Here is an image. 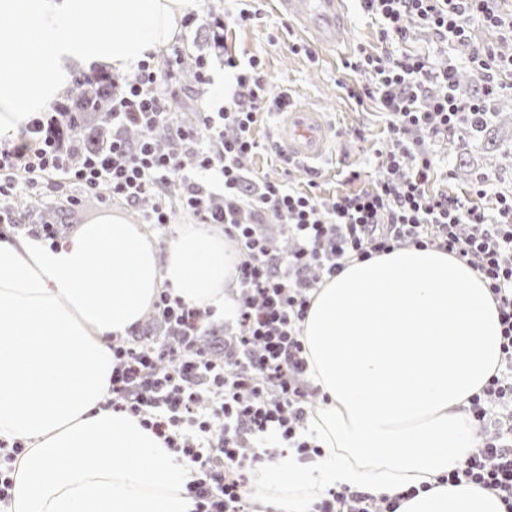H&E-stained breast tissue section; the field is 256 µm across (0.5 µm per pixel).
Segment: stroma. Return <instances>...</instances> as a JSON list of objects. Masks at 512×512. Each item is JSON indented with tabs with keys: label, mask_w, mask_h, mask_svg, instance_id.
<instances>
[{
	"label": "stroma",
	"mask_w": 512,
	"mask_h": 512,
	"mask_svg": "<svg viewBox=\"0 0 512 512\" xmlns=\"http://www.w3.org/2000/svg\"><path fill=\"white\" fill-rule=\"evenodd\" d=\"M275 0H257L256 18L242 28L225 32L226 49L240 58L260 56L271 95L287 93L292 105L321 114L328 124L331 137L325 159L317 164V194L328 196L336 191L359 190V183H347L344 172L364 171L374 179L377 171L373 159L378 152L388 151L390 143L384 130L386 116L372 101L356 104L346 95V86L362 81V74L345 69L344 63L360 50L378 51L381 48L377 26L363 15L356 0H346L347 20L340 50L315 48L313 56L294 52L293 44L305 42L297 29H286V17L274 8ZM238 0H194L182 20L177 41L190 56L206 55L212 62L211 81L232 91L234 79L224 71V59L204 41L202 29L213 20L223 18L225 11L239 9ZM119 215L137 223L136 212L122 203H104L88 196L82 205L67 212L66 222L72 229L93 223L102 217Z\"/></svg>",
	"instance_id": "obj_1"
}]
</instances>
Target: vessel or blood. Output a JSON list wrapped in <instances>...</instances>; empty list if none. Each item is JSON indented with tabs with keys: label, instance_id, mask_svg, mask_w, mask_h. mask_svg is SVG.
<instances>
[{
	"label": "vessel or blood",
	"instance_id": "1",
	"mask_svg": "<svg viewBox=\"0 0 512 512\" xmlns=\"http://www.w3.org/2000/svg\"><path fill=\"white\" fill-rule=\"evenodd\" d=\"M275 8L326 48L335 47L344 24V0H276ZM283 151L306 162L321 161L328 150L330 130L320 113L288 110L277 130Z\"/></svg>",
	"mask_w": 512,
	"mask_h": 512
}]
</instances>
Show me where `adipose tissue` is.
<instances>
[{
  "instance_id": "adipose-tissue-1",
  "label": "adipose tissue",
  "mask_w": 512,
  "mask_h": 512,
  "mask_svg": "<svg viewBox=\"0 0 512 512\" xmlns=\"http://www.w3.org/2000/svg\"><path fill=\"white\" fill-rule=\"evenodd\" d=\"M193 0H0V138L78 67L134 71L172 44ZM224 235L187 224L165 247L113 216L58 246L0 238V438L26 440L6 512H191L188 463L138 418L106 408L112 338L163 288L220 305L235 277ZM498 303L466 262L429 247L345 261L301 324L325 397L308 419L322 453L275 455L253 496L311 512L331 488L400 496L397 512H512L444 475L475 448L470 399L501 361Z\"/></svg>"
}]
</instances>
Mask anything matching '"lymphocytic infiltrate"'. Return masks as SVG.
I'll return each mask as SVG.
<instances>
[{"label": "lymphocytic infiltrate", "instance_id": "f902f5d3", "mask_svg": "<svg viewBox=\"0 0 512 512\" xmlns=\"http://www.w3.org/2000/svg\"><path fill=\"white\" fill-rule=\"evenodd\" d=\"M380 26L381 53L351 62L370 82L348 88L357 102L376 101L387 113L393 149L378 162L379 176L367 188L321 197L291 188L287 176L260 174L259 152L290 167L276 141L253 136L266 98L263 63L225 54L224 68L235 85L223 107L199 113L195 123L177 120L170 82L184 53L175 50L167 70L143 60L129 75L113 76L111 142L72 164L59 112L48 108L33 118L16 141H0V198L66 194L76 186L87 194L108 187L112 198L141 210V221L160 233L171 231L172 208L165 189L183 187L180 205L200 223L220 224L235 244L237 293L224 307L188 303L162 290L152 317L169 326L173 341L112 342V387L105 402L113 411L139 418L191 466L186 485L192 512H254L246 487L264 448L294 449L308 456L320 448L308 432L311 401L317 395L306 376L300 324L311 295L336 276L345 260L404 245L448 251L484 277L498 302L501 364L470 412L484 434L448 482L482 485L512 508V189L498 188L485 173L468 190L433 189L440 160L428 140L448 138L476 123L491 98L507 89L512 55L498 45L512 42V15L496 0H358ZM478 22L496 35L471 45L466 57L484 86L482 97L454 95L457 68L438 66L429 55L406 50L412 27L429 29L444 47L468 43ZM141 131L127 139L128 127ZM288 225L293 246L272 250L261 227ZM239 326L234 348L216 359L197 339L218 313ZM398 498L329 489L313 512H397Z\"/></svg>", "mask_w": 512, "mask_h": 512}]
</instances>
